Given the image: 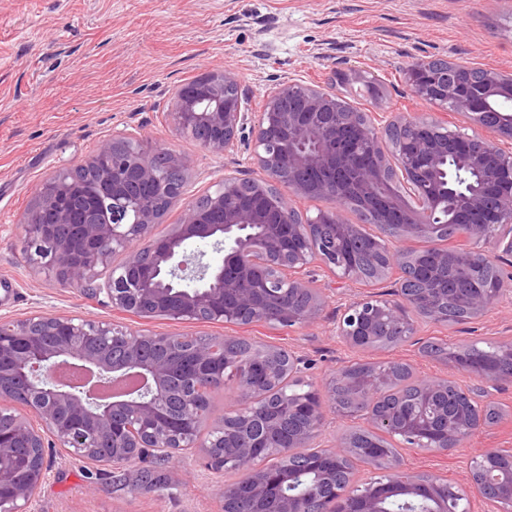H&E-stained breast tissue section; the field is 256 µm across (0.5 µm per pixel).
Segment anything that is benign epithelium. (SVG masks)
Instances as JSON below:
<instances>
[{"mask_svg":"<svg viewBox=\"0 0 512 512\" xmlns=\"http://www.w3.org/2000/svg\"><path fill=\"white\" fill-rule=\"evenodd\" d=\"M414 96L438 109L434 117L398 113L379 125L371 112H357L318 86L280 81L267 94L265 110L252 118L244 111L238 76L216 68L174 95L169 116L176 130L214 155L253 145L261 177L249 180L224 175L204 201L184 204L177 224L154 233L169 207L182 199L175 180L191 177L187 156L129 133L101 141L93 155L76 164L90 169L95 196L79 207L73 197L83 189L74 168L52 174L37 191L24 225L23 251L29 265L47 266L58 281L81 287L92 296L105 294L112 307L143 319L231 326L267 325L288 329L315 324L325 298L311 288L313 265L360 284L364 267L336 249L322 232L334 224L345 239L357 235L346 213L370 211L380 233L368 259L378 276H395L397 298L364 294L345 304L336 318V335L354 347L383 346L382 337L399 341L413 335L407 313L411 283L437 294L423 318L448 323V289L437 276L462 250L432 245L442 225L437 213L466 240L484 239L491 250L477 254L481 267L498 270L499 286L475 285L466 308L481 316L512 302V271L503 267L512 256V114L494 112V100L512 103V74L489 68L449 64L442 69L427 59L408 69ZM465 115L492 136L462 134L450 128L454 115ZM408 129L399 141L394 133ZM477 177L479 187L459 191L443 178L444 165ZM406 183L410 204L400 191L378 195L373 187ZM327 198L336 210L304 221L295 198ZM420 238V250L407 242ZM208 246L221 254L204 261ZM126 253L110 266L116 251ZM110 268L103 287L94 288L99 268ZM235 335L211 336L182 355L180 336L131 332L123 326L80 316L38 314L0 322V512H29L50 467L45 448H65L83 459L97 460L108 448L112 464L134 467L143 475L157 451L169 456L201 448L215 474L237 470L241 483L224 486V501L244 489L267 512H304V502L327 495L347 505L346 512H388L393 498L428 503L426 512H470L448 505L445 482L436 474H419L383 453L367 448L383 475L358 481L345 464L360 449L342 435L326 452L302 468L290 464L291 450L308 447L326 420L325 398L316 390L281 392L279 415L257 430L249 429L257 402L274 385L271 359L282 347L256 341L248 360L231 354ZM460 372L485 382L486 393L512 382V371L497 369L484 358L459 359ZM81 367L100 383L136 376L142 384L119 399L97 398L59 379L66 367ZM231 369L237 404L224 423L207 435L197 431L204 401L223 388ZM335 377L358 404L340 410L346 419H362L380 431L399 436L412 448L444 454L464 447L483 425V410L470 390L452 377L422 376L418 404L401 405L389 414L374 411L393 385L390 369L369 366L355 372L345 365ZM302 415L308 425L293 434L281 418ZM484 455L500 461L512 475V448H489ZM260 457L275 466L257 469Z\"/></svg>","mask_w":512,"mask_h":512,"instance_id":"7a95c632","label":"benign epithelium"}]
</instances>
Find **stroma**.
<instances>
[{"instance_id":"obj_1","label":"stroma","mask_w":512,"mask_h":512,"mask_svg":"<svg viewBox=\"0 0 512 512\" xmlns=\"http://www.w3.org/2000/svg\"><path fill=\"white\" fill-rule=\"evenodd\" d=\"M421 57L512 73V0H0V320L35 313L81 315L131 330L221 336V323L141 320L104 297L61 285L33 269L22 254L23 221L39 184L88 157L122 130L183 152L193 175L184 198L211 192L225 172L254 178L251 146L216 156L176 131L167 114L182 84L221 66L235 72L248 111L265 107L274 79L329 88L362 112L427 116L407 68ZM365 72L379 89L371 97L350 80ZM338 302L306 328L265 325L238 333L305 356L306 382L327 392L336 371L362 362H405L415 376H452V363L420 353L428 339L450 347L512 339V305L463 324L416 318L414 341L382 351L354 350L336 336ZM505 417L484 426L464 452L434 454L395 441L399 459L418 473H435L467 490L473 512H496L471 488L467 460L488 448H512V384L495 392ZM48 480L32 512H224L222 489L238 473L215 474L200 449L162 462L165 484L129 493L117 482L130 467L95 463L47 448Z\"/></svg>"}]
</instances>
